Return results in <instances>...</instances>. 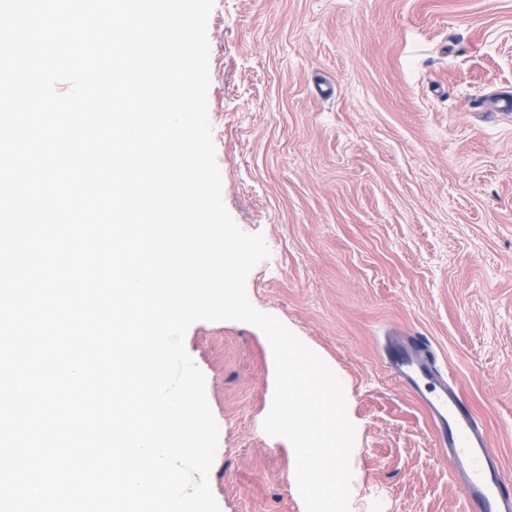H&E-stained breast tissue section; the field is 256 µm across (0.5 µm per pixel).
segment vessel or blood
I'll return each instance as SVG.
<instances>
[{
  "label": "vessel or blood",
  "mask_w": 512,
  "mask_h": 512,
  "mask_svg": "<svg viewBox=\"0 0 512 512\" xmlns=\"http://www.w3.org/2000/svg\"><path fill=\"white\" fill-rule=\"evenodd\" d=\"M385 358L390 379L423 403L437 444L461 480L469 512H512V476L489 452L485 430L441 374L428 343L409 337L390 345Z\"/></svg>",
  "instance_id": "vessel-or-blood-1"
}]
</instances>
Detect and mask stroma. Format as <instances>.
<instances>
[{"mask_svg":"<svg viewBox=\"0 0 512 512\" xmlns=\"http://www.w3.org/2000/svg\"><path fill=\"white\" fill-rule=\"evenodd\" d=\"M207 34L223 201L270 250L248 297L345 382L350 512H468L383 356L426 338L512 473V0H215ZM185 346L221 512H305L291 444L262 428L264 334L201 321Z\"/></svg>","mask_w":512,"mask_h":512,"instance_id":"stroma-1","label":"stroma"}]
</instances>
